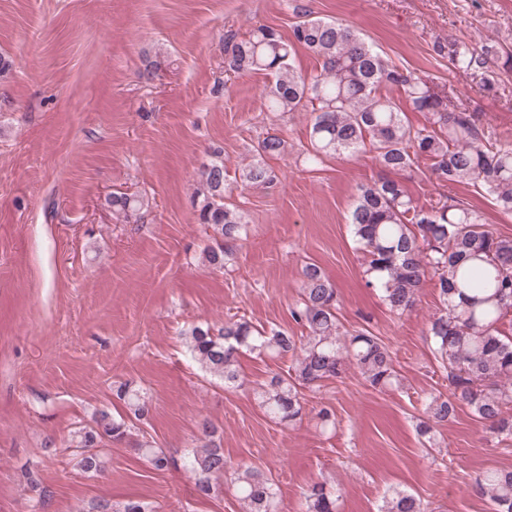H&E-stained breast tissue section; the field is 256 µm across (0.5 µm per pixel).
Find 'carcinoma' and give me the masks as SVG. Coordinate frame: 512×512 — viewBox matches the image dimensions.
Returning <instances> with one entry per match:
<instances>
[{"label":"carcinoma","mask_w":512,"mask_h":512,"mask_svg":"<svg viewBox=\"0 0 512 512\" xmlns=\"http://www.w3.org/2000/svg\"><path fill=\"white\" fill-rule=\"evenodd\" d=\"M300 45L319 64L315 75L298 72L292 51ZM448 63L481 79L480 89L496 92L494 76L512 70V51L472 47L458 40L439 46ZM224 71L262 74L269 78L266 107L271 112H308L306 161L318 164L328 157L375 153L389 172L406 171L422 163L436 185L473 183L495 205L512 213V144L485 132L480 117L465 108L453 109L440 94L411 71L388 62L350 26L304 13L285 39L274 28L257 26L245 34L224 38ZM395 89L426 124L413 126L405 112L384 93ZM285 141L268 134L258 141L254 159L239 176L241 186L273 183L276 175L266 160L281 155ZM199 223L212 231L214 245L204 252L207 268L221 270L224 257L241 238L244 213L225 202L228 189L224 163L214 161L200 172ZM112 209L123 217L140 210L144 201L124 192L112 194ZM349 226L364 255L366 284L381 291L390 311L414 308L420 288L431 278L439 290L437 312L427 336L435 358L446 373L448 394L427 398L418 435L431 442L437 427L467 405L486 431L512 440V237L496 234L481 216L455 197L441 192L435 203L417 206L404 185L381 177L358 188ZM337 290L321 267L306 264L301 271L298 300L290 307L292 320L305 333L272 326L257 327L233 314L215 328L196 325L185 332L186 343L200 367L224 381V388L241 386L237 357L246 349L259 356L289 358L285 374L274 373L255 390L265 414L287 428L305 414L303 390L355 370L370 387L387 389L398 383L388 349L368 328L341 330ZM127 415L117 419L107 410L93 414V425L73 433L72 447L86 473L105 469L104 442H122L131 432L128 421L149 413L145 396L127 383L115 387ZM217 429L199 424V445L183 464L196 492L208 497L214 481L228 471ZM138 454L152 469L164 471L175 460L164 449L145 441ZM242 512H278V493L260 470L238 467L232 473ZM474 491L491 503L492 512H512V469L479 477ZM306 512H337L338 495L316 481L304 491ZM94 512H154L150 503L128 499L113 505L102 501ZM379 512H424L421 500L399 489L382 499Z\"/></svg>","instance_id":"cac0c4a2"}]
</instances>
